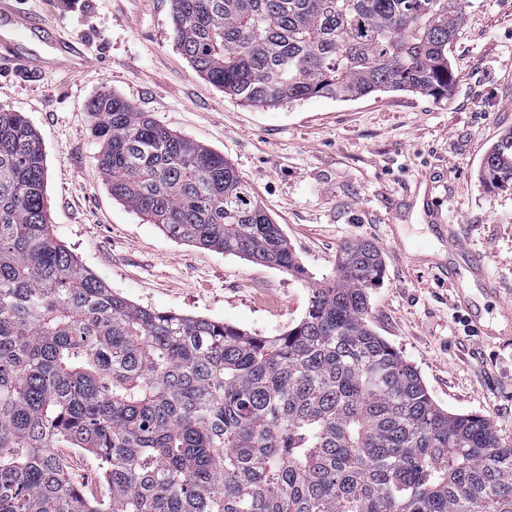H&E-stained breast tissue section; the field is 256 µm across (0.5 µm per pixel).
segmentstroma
<instances>
[{"instance_id": "35a3bbf8", "label": "stroma", "mask_w": 512, "mask_h": 512, "mask_svg": "<svg viewBox=\"0 0 512 512\" xmlns=\"http://www.w3.org/2000/svg\"><path fill=\"white\" fill-rule=\"evenodd\" d=\"M20 7L89 60L77 72L60 66L36 34L24 47L43 60L42 74H0V106L21 113L41 142L54 234L82 265L132 304L273 336L301 319L310 281L333 271L344 245L371 242L384 268L370 292L374 331L440 408L482 416L512 444V334L488 345L468 332L473 318L498 324L512 299V189L479 179L486 151L512 131V0H469L448 51L457 81L445 99L389 92L276 107L240 103L193 71L173 38V0ZM103 93L223 154L280 224L302 275L173 240L113 198L89 110ZM428 191L499 288L488 294L461 278L469 309L441 284L449 256L423 210ZM58 454L86 496L105 494L90 454Z\"/></svg>"}]
</instances>
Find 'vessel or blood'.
I'll return each mask as SVG.
<instances>
[{
  "mask_svg": "<svg viewBox=\"0 0 512 512\" xmlns=\"http://www.w3.org/2000/svg\"><path fill=\"white\" fill-rule=\"evenodd\" d=\"M9 21L14 37L0 43V71L11 72L23 77H33L42 70L41 60L19 51L18 45L29 32L40 31L45 23L40 16L22 13L18 8V0H0V20ZM438 236L449 252L467 257L468 264L465 269L451 267L445 269L444 276L448 282H455L460 272H468L471 276L482 273V258L471 253L467 245L461 240L457 230L451 225H438Z\"/></svg>",
  "mask_w": 512,
  "mask_h": 512,
  "instance_id": "b4317fda",
  "label": "vessel or blood"
}]
</instances>
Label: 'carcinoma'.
I'll use <instances>...</instances> for the list:
<instances>
[{"label": "carcinoma", "mask_w": 512, "mask_h": 512, "mask_svg": "<svg viewBox=\"0 0 512 512\" xmlns=\"http://www.w3.org/2000/svg\"><path fill=\"white\" fill-rule=\"evenodd\" d=\"M464 0H173L194 72L245 104L448 95ZM112 197L170 238L300 264L224 156L91 103ZM481 180L512 188V132ZM380 251L346 245L275 336L112 292L51 234L37 133L0 107V512H512V444L451 414L370 325ZM58 448L94 454L88 498Z\"/></svg>", "instance_id": "carcinoma-1"}]
</instances>
